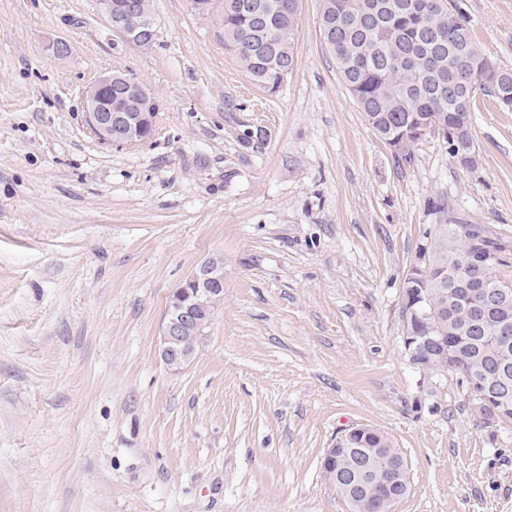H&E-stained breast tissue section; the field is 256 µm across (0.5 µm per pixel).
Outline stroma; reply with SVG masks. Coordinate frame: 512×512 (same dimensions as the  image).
I'll list each match as a JSON object with an SVG mask.
<instances>
[{
  "instance_id": "stroma-1",
  "label": "stroma",
  "mask_w": 512,
  "mask_h": 512,
  "mask_svg": "<svg viewBox=\"0 0 512 512\" xmlns=\"http://www.w3.org/2000/svg\"><path fill=\"white\" fill-rule=\"evenodd\" d=\"M152 4L140 47L100 0H0V512H350L320 459L363 424L408 463L393 512H512V427L402 339L440 225H483L512 282V111L477 95L473 165L432 133L402 166L336 71L321 0H300L272 94L216 16ZM453 5L512 68V0ZM110 70L157 100L150 138L86 126ZM212 257L224 298L169 370V298Z\"/></svg>"
}]
</instances>
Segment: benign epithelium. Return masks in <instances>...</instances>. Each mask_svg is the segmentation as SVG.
Wrapping results in <instances>:
<instances>
[{"instance_id":"obj_1","label":"benign epithelium","mask_w":512,"mask_h":512,"mask_svg":"<svg viewBox=\"0 0 512 512\" xmlns=\"http://www.w3.org/2000/svg\"><path fill=\"white\" fill-rule=\"evenodd\" d=\"M103 12L109 24L130 42L139 46L150 45L155 36V29L149 23L143 25L144 32L131 30L125 19L141 14V0H122L118 14H112V0H101ZM497 69L489 64L483 67H467L461 71V81L466 89L473 93L488 86L496 80ZM124 104L139 107L150 103L147 112H115L112 99ZM158 111L156 100L149 99L143 85L135 78L116 76L107 71L89 87L85 94V121L98 139L115 144H132L148 138L153 131L155 112ZM458 161L473 159L471 129L463 126L452 127L443 132ZM224 282L221 263L211 259L193 270L184 280V285L194 289V295L207 297ZM472 308L481 305L507 306L512 300V290L504 286H495L488 291L477 288L470 293ZM403 311L412 316L411 323L404 326L403 344L409 362L418 369H423L420 359L427 353L442 346L431 336L434 309L428 307L427 297L419 288L403 292ZM198 303L191 302L181 306L179 314L165 319L162 327L161 350L163 360H168L171 349L167 344L190 326L197 323ZM384 433L368 425L352 426L346 429L334 445L325 450L320 470L322 476L332 483L337 490L345 491L357 498L364 493L374 499H385L392 504L402 498L405 487L410 481L406 459L402 458L385 468H376L373 457L381 449L379 443Z\"/></svg>"}]
</instances>
